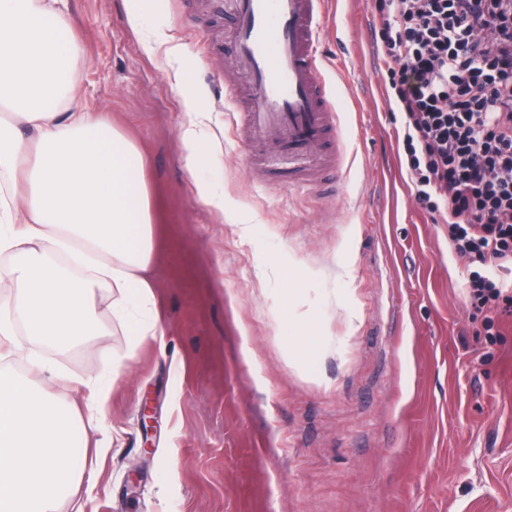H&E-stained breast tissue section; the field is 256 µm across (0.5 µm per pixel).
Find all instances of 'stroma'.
<instances>
[{"mask_svg": "<svg viewBox=\"0 0 512 512\" xmlns=\"http://www.w3.org/2000/svg\"><path fill=\"white\" fill-rule=\"evenodd\" d=\"M223 2L151 0L134 25V0H70L82 101L146 159L160 330L133 342L102 281L95 335L20 333L0 360L76 412L87 479L58 512H512V314L485 334L470 259L416 198L373 42L384 0H324L342 148L304 189L264 164L273 136L245 158ZM180 80L209 116L193 177Z\"/></svg>", "mask_w": 512, "mask_h": 512, "instance_id": "1", "label": "stroma"}]
</instances>
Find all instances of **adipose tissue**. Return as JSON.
Here are the masks:
<instances>
[{
  "instance_id": "obj_1",
  "label": "adipose tissue",
  "mask_w": 512,
  "mask_h": 512,
  "mask_svg": "<svg viewBox=\"0 0 512 512\" xmlns=\"http://www.w3.org/2000/svg\"><path fill=\"white\" fill-rule=\"evenodd\" d=\"M69 0H0V253L23 290L0 298V336L22 325L69 347L98 331L88 293L120 298L134 340L155 335L144 276L151 192L137 146L78 101L66 71L79 50L63 23ZM73 416L23 376L0 374V512H57L83 472L71 461Z\"/></svg>"
}]
</instances>
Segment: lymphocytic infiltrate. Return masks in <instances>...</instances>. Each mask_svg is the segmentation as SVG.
Returning a JSON list of instances; mask_svg holds the SVG:
<instances>
[{
	"mask_svg": "<svg viewBox=\"0 0 512 512\" xmlns=\"http://www.w3.org/2000/svg\"><path fill=\"white\" fill-rule=\"evenodd\" d=\"M380 26L418 200L470 258L474 311H512V0H389Z\"/></svg>",
	"mask_w": 512,
	"mask_h": 512,
	"instance_id": "f902f5d3",
	"label": "lymphocytic infiltrate"
}]
</instances>
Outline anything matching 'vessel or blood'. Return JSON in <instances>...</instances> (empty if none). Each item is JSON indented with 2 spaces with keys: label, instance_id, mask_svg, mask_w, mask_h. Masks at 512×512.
Returning <instances> with one entry per match:
<instances>
[{
  "label": "vessel or blood",
  "instance_id": "b4317fda",
  "mask_svg": "<svg viewBox=\"0 0 512 512\" xmlns=\"http://www.w3.org/2000/svg\"><path fill=\"white\" fill-rule=\"evenodd\" d=\"M322 0H225L232 44L251 93L245 119L252 136L273 134L290 160L288 185L305 180L295 162L313 146L342 140L330 107L316 40Z\"/></svg>",
  "mask_w": 512,
  "mask_h": 512
}]
</instances>
